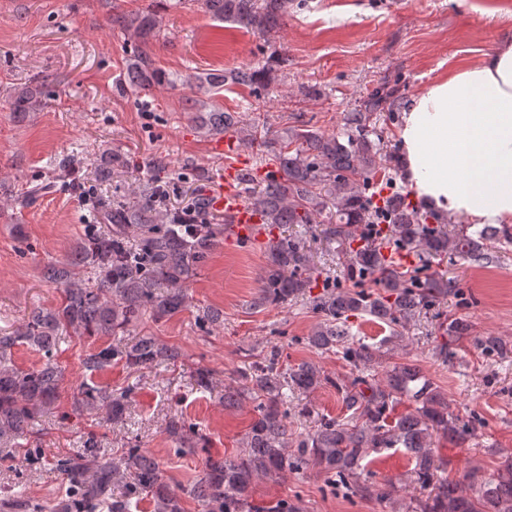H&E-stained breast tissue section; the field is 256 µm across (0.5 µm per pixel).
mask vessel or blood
<instances>
[{"label":"vessel or blood","instance_id":"obj_1","mask_svg":"<svg viewBox=\"0 0 512 512\" xmlns=\"http://www.w3.org/2000/svg\"><path fill=\"white\" fill-rule=\"evenodd\" d=\"M257 174L249 158L237 156L235 162L226 166L223 183L212 196L213 205L223 210L234 238L253 241L268 238L261 212L246 202L242 191L245 176Z\"/></svg>","mask_w":512,"mask_h":512}]
</instances>
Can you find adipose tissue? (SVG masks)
<instances>
[{"instance_id": "obj_1", "label": "adipose tissue", "mask_w": 512, "mask_h": 512, "mask_svg": "<svg viewBox=\"0 0 512 512\" xmlns=\"http://www.w3.org/2000/svg\"><path fill=\"white\" fill-rule=\"evenodd\" d=\"M413 196L476 224L512 223V40L449 70L403 110Z\"/></svg>"}]
</instances>
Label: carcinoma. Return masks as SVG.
Masks as SVG:
<instances>
[{
	"label": "carcinoma",
	"instance_id": "cac0c4a2",
	"mask_svg": "<svg viewBox=\"0 0 512 512\" xmlns=\"http://www.w3.org/2000/svg\"><path fill=\"white\" fill-rule=\"evenodd\" d=\"M214 18L243 28L268 33L288 14V0H202ZM133 31L142 44L154 37L157 15L143 10L115 18ZM266 71L239 67L223 74L195 73L183 82L195 93L211 94L226 84L256 86ZM126 80L141 89L163 81L149 53L142 49L128 62ZM400 87L382 81L358 108L344 114L341 129L322 133L289 126L273 137L242 126L231 112L197 111L198 133L214 137L233 132L244 145L273 153L276 174L254 182L251 205L270 224H327L326 238L336 241L348 262L353 286L342 288L328 281L315 306L325 316L310 342L317 348L341 351L356 375L341 383L313 362L278 369L277 354L253 361L224 385V405L249 400L256 416L242 441V452L206 465L191 494L205 512H255L250 503L255 482L279 477L290 469L315 466L338 477L339 483L363 496L384 498L390 491L361 481V463L372 452L403 448L410 456L414 479L431 487L413 512H512V459L492 472L470 475L466 484L437 480L446 466L434 451V439L445 436L469 442L473 427L455 415L444 393L427 380L415 363L385 362L379 347L353 338L350 318L368 315L385 324L389 341L402 340L417 312L435 305L456 288V281L432 272L409 280L390 263L385 250L416 249L425 267L433 260L460 256L490 261L492 243L512 238V229L490 224L472 231L462 225L450 232L442 222L431 224L405 202L401 193L383 201L377 196L389 169L378 139V115L399 100ZM44 106L39 88L19 90L12 102L15 112H36ZM111 228L93 231L76 243L62 261L48 264L43 277L62 294L60 303L36 307L14 331L0 334V459L12 457V445L27 439L39 411L55 399L64 380L54 358L59 341L71 334L117 336L143 316H172L186 309L188 285L206 261L217 236L211 224L184 226L158 214L149 202L138 206L114 205L104 211ZM140 230L137 244L128 245L131 228ZM268 260L251 306L282 304L313 287L310 255L303 243L282 237L268 246ZM83 267L90 276L78 277ZM463 318L448 320V338L435 355L448 362L456 343L470 337ZM28 344L44 352L36 368L20 370L12 363V349ZM182 359L175 346L153 336H141L130 345L116 343L89 355L86 367L98 370L121 363L131 370L147 366H174ZM323 385L341 394L347 414L323 418L297 439V453L288 452V388L313 391ZM127 394L86 387L78 405L122 417ZM167 432L189 448L195 447L196 429L184 418L169 421ZM55 468L66 475L69 495L52 512H126L127 500L113 497L112 485L122 482L126 495L151 496L158 512H182L181 501L164 481L159 464L136 445L118 459H106L94 440L87 455L60 459Z\"/></svg>",
	"mask_w": 512,
	"mask_h": 512
}]
</instances>
